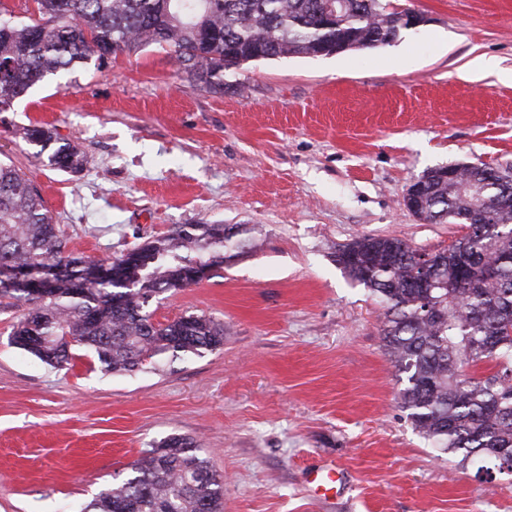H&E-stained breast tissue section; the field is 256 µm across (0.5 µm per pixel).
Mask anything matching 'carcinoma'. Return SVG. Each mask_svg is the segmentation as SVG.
Masks as SVG:
<instances>
[{
	"mask_svg": "<svg viewBox=\"0 0 512 512\" xmlns=\"http://www.w3.org/2000/svg\"><path fill=\"white\" fill-rule=\"evenodd\" d=\"M17 20L0 5V112L48 76L106 56L148 47L170 56L190 81L224 94L230 52L263 59L308 55L342 41L365 48L407 29L387 0H33ZM28 142L51 150L48 163L78 172L87 157L39 124ZM434 168L417 187V216L429 224H481L427 256L393 236L363 235L336 252L353 281L386 304L383 347L406 374L401 392L414 428L460 463L512 473V182L488 166ZM222 224H182L107 264L120 278L100 279L98 262L67 248L43 198L25 174L0 162V296L31 305L15 323L13 344L59 367L83 348L111 372H131L157 356L179 358L224 346V324L189 314L156 322L157 296L191 286L193 265L224 263L231 238ZM429 260H424V257ZM52 274L32 299L10 271ZM61 273L56 274L54 270ZM132 477L106 488L82 512H221L224 477L194 442L171 436L143 451Z\"/></svg>",
	"mask_w": 512,
	"mask_h": 512,
	"instance_id": "1",
	"label": "carcinoma"
}]
</instances>
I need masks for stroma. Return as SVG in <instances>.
Masks as SVG:
<instances>
[{
	"label": "stroma",
	"instance_id": "obj_1",
	"mask_svg": "<svg viewBox=\"0 0 512 512\" xmlns=\"http://www.w3.org/2000/svg\"><path fill=\"white\" fill-rule=\"evenodd\" d=\"M425 24L331 56L251 61L206 92L164 52L47 79L0 112V160L38 189L70 250L117 257L181 224L237 225L255 251L151 302L154 319L224 325L222 349L104 371L84 349L54 368L10 342L0 298V512H80L142 451L193 440L224 477V512H512V475L479 473L412 426L383 348L385 307L335 261L362 235L447 248L459 224L403 205L430 169H512V0H391ZM84 152L53 169L25 127ZM333 465L339 493L310 470ZM471 73L482 78L494 76L497 80H510L512 81V72H506L501 69L498 63L492 58L485 56H476L469 60L466 64ZM336 467L325 466L311 471L308 475L307 484L315 495L330 490L336 491Z\"/></svg>",
	"mask_w": 512,
	"mask_h": 512
}]
</instances>
